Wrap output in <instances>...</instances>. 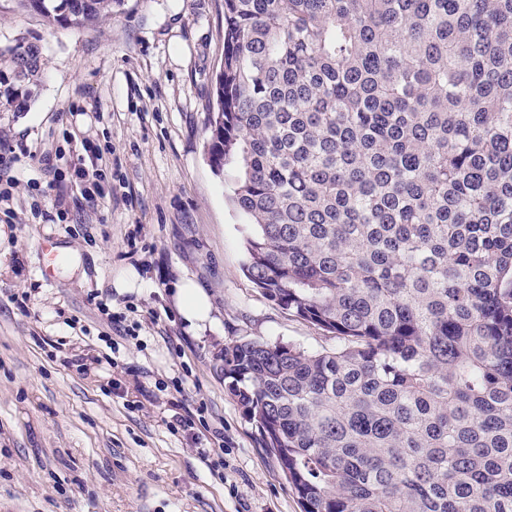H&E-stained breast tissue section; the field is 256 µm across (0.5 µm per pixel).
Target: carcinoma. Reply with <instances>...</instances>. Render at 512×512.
I'll return each instance as SVG.
<instances>
[{
  "label": "carcinoma",
  "mask_w": 512,
  "mask_h": 512,
  "mask_svg": "<svg viewBox=\"0 0 512 512\" xmlns=\"http://www.w3.org/2000/svg\"><path fill=\"white\" fill-rule=\"evenodd\" d=\"M215 88L245 274L336 339L221 357L302 512H512V0H224Z\"/></svg>",
  "instance_id": "cac0c4a2"
}]
</instances>
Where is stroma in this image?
Wrapping results in <instances>:
<instances>
[{
    "mask_svg": "<svg viewBox=\"0 0 512 512\" xmlns=\"http://www.w3.org/2000/svg\"><path fill=\"white\" fill-rule=\"evenodd\" d=\"M18 44L38 47L40 73L27 102L0 111V140L55 154L67 147L56 115L80 105L76 125L110 150L112 174L97 206L47 224L30 211L29 180L48 185L50 212L69 184L34 163L13 169L14 219L0 221V512H301L220 357L240 339L334 341L241 270L247 219L229 202L232 172L216 173L206 152L224 0H124L81 28L0 0V48ZM185 279L212 306L196 331L178 313ZM93 293L159 318L108 347ZM177 400L223 426V468L167 429Z\"/></svg>",
    "mask_w": 512,
    "mask_h": 512,
    "instance_id": "1",
    "label": "stroma"
}]
</instances>
